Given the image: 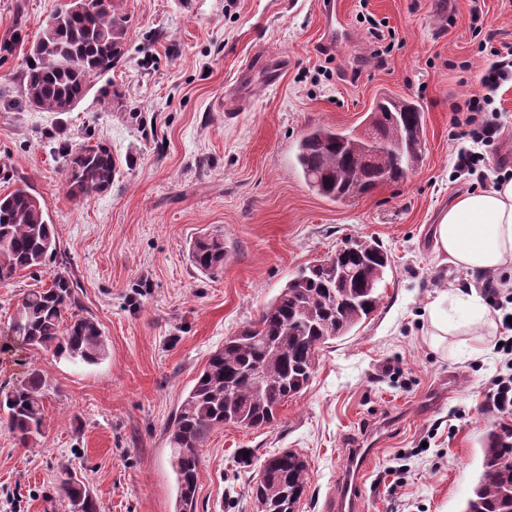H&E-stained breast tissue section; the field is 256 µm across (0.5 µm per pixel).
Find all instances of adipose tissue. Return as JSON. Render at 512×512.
<instances>
[{
	"instance_id": "1",
	"label": "adipose tissue",
	"mask_w": 512,
	"mask_h": 512,
	"mask_svg": "<svg viewBox=\"0 0 512 512\" xmlns=\"http://www.w3.org/2000/svg\"><path fill=\"white\" fill-rule=\"evenodd\" d=\"M433 238L437 253L471 274L494 276L512 265V179L456 194L438 214ZM428 315L435 348L458 333L494 325L474 291L440 293L430 303Z\"/></svg>"
}]
</instances>
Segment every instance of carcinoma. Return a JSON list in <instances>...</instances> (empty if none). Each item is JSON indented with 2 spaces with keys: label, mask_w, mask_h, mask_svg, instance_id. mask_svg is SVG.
Here are the masks:
<instances>
[{
  "label": "carcinoma",
  "mask_w": 512,
  "mask_h": 512,
  "mask_svg": "<svg viewBox=\"0 0 512 512\" xmlns=\"http://www.w3.org/2000/svg\"><path fill=\"white\" fill-rule=\"evenodd\" d=\"M130 18L120 0H104L88 11L84 0H70L43 25L42 36L30 52L33 63L24 73L25 102L47 112L75 109L93 79L108 73L125 54ZM361 131L348 133L318 126L304 135L296 160L305 181L332 200L365 194L382 183L404 180L420 154L404 149V158L392 150L378 164L361 162L373 125L393 146L406 127L422 129L420 110L383 97L365 118ZM65 185L73 198L86 199L112 188L119 168L111 147L99 141L76 148L64 145ZM356 252L339 259V267L362 269L358 280H338L332 272L307 265L296 273L266 306L259 319L224 340L180 402L168 427L172 467L177 476V512H196L200 478V448L208 435L224 425L258 429L272 423L280 406L307 387L319 364L321 347L349 333L381 306L380 286L391 260L380 245L358 239ZM57 252L53 224L45 202L28 184L0 194V282L20 271L34 275ZM192 265L202 274L224 272V235L195 238L189 246ZM80 288L73 274L56 273L45 288H33L17 301L10 324L15 345L26 350L50 351L71 361L95 364L105 355L99 324L83 314ZM264 373L258 388L251 370ZM50 384L33 366L10 391L0 397V424L23 446L31 447L43 435L44 401ZM482 472L462 512H512V428L492 425L482 443ZM263 478L252 487L256 506L266 512H295L307 490L309 465L298 452L287 449L268 458ZM59 488L68 502L86 504L97 512L94 498L72 469L60 472Z\"/></svg>",
  "instance_id": "carcinoma-1"
}]
</instances>
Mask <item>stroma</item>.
Here are the masks:
<instances>
[{"mask_svg": "<svg viewBox=\"0 0 512 512\" xmlns=\"http://www.w3.org/2000/svg\"><path fill=\"white\" fill-rule=\"evenodd\" d=\"M64 0H0V194L29 184L58 240L37 277L0 283V390L38 366L51 384L46 427L22 447L0 427V512H66L56 477L82 473L98 512H176L167 428L208 357L255 322L298 267L350 237L374 238L393 259L378 312L325 344L310 383L273 423L212 432L201 450L197 512H256L250 488L265 458L286 448L310 465L297 512H328L350 448L384 424L359 492V512H460L481 466L486 408L505 367L498 337L473 356L471 336L429 344L426 305L481 278L434 252L436 215L462 190L512 178V76L487 118L500 126L480 175L454 168V109L476 88L482 35L512 44V0H338L347 34L323 41L320 0H123L130 38L118 65L94 79L65 114L23 98L26 61ZM396 38L385 65L369 28ZM278 73L270 82V73ZM112 83L121 104L98 89ZM416 101L423 160L405 181L335 201L313 191L295 162L318 126L361 128L378 94ZM104 141L120 175L104 194L70 198L62 145ZM220 231L229 253L211 279L188 258L190 241ZM75 275L106 356L95 364L14 348L11 318L23 293Z\"/></svg>", "mask_w": 512, "mask_h": 512, "instance_id": "stroma-1", "label": "stroma"}]
</instances>
